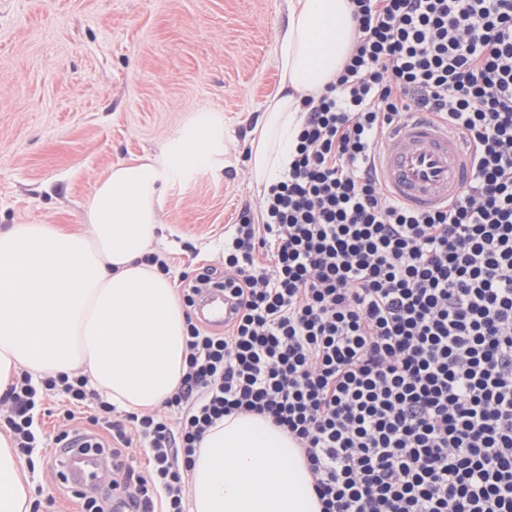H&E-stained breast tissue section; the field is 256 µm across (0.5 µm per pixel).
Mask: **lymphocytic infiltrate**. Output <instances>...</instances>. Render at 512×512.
<instances>
[{"mask_svg": "<svg viewBox=\"0 0 512 512\" xmlns=\"http://www.w3.org/2000/svg\"><path fill=\"white\" fill-rule=\"evenodd\" d=\"M357 40L305 122L283 179L244 207L224 266L235 319L188 318L186 371L163 413L128 412L85 376L0 393L21 451L33 411L68 402L111 434L112 483L137 512H186L192 457L225 416L288 431L321 512H512V0H350ZM467 146L470 178L448 204L394 199L375 164L412 114ZM266 252L271 267L257 264ZM139 442L150 467L123 465Z\"/></svg>", "mask_w": 512, "mask_h": 512, "instance_id": "1", "label": "lymphocytic infiltrate"}]
</instances>
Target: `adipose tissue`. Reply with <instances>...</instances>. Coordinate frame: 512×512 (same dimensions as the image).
Returning <instances> with one entry per match:
<instances>
[{"label":"adipose tissue","mask_w":512,"mask_h":512,"mask_svg":"<svg viewBox=\"0 0 512 512\" xmlns=\"http://www.w3.org/2000/svg\"><path fill=\"white\" fill-rule=\"evenodd\" d=\"M357 35L350 0H288L279 30L280 87L249 142L259 191L278 182L304 123L301 101L319 97L349 59ZM160 174L141 158L98 182L89 228L48 224L0 231V392L21 371L83 374L127 411L161 405L181 383L186 311L169 278L146 263L160 222ZM28 477L0 433V512H31ZM190 512H320L296 443L270 419L233 414L193 456Z\"/></svg>","instance_id":"obj_1"}]
</instances>
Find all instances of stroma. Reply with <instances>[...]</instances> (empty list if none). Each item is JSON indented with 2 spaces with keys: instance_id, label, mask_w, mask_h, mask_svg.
<instances>
[{
  "instance_id": "obj_1",
  "label": "stroma",
  "mask_w": 512,
  "mask_h": 512,
  "mask_svg": "<svg viewBox=\"0 0 512 512\" xmlns=\"http://www.w3.org/2000/svg\"><path fill=\"white\" fill-rule=\"evenodd\" d=\"M288 0H0V229L86 226L113 165L152 158L157 254L174 288L223 267L224 227L260 194L247 144L278 87ZM61 401L23 455L39 512H80L56 475Z\"/></svg>"
}]
</instances>
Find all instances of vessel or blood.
Returning a JSON list of instances; mask_svg holds the SVG:
<instances>
[{
	"mask_svg": "<svg viewBox=\"0 0 512 512\" xmlns=\"http://www.w3.org/2000/svg\"><path fill=\"white\" fill-rule=\"evenodd\" d=\"M384 187L396 199L425 210L456 196L468 180V155L459 138L424 118H413L394 129L376 155ZM234 311L227 291L215 289L205 314L221 325ZM54 462L69 470L76 490L89 495L103 489L109 479V462L75 452L65 443Z\"/></svg>",
	"mask_w": 512,
	"mask_h": 512,
	"instance_id": "vessel-or-blood-1",
	"label": "vessel or blood"
}]
</instances>
